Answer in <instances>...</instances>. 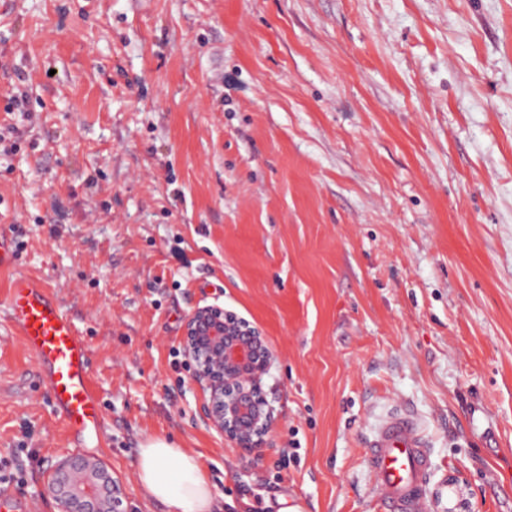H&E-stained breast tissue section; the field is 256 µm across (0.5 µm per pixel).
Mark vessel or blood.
<instances>
[{"mask_svg":"<svg viewBox=\"0 0 512 512\" xmlns=\"http://www.w3.org/2000/svg\"><path fill=\"white\" fill-rule=\"evenodd\" d=\"M16 260L11 230L1 226L0 270H13ZM7 310L67 431L97 432L100 407L88 346L54 293L40 280L15 273ZM366 458L384 512H427L431 451L408 410L396 409L380 424L367 442Z\"/></svg>","mask_w":512,"mask_h":512,"instance_id":"vessel-or-blood-1","label":"vessel or blood"}]
</instances>
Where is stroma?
Returning <instances> with one entry per match:
<instances>
[{
    "label": "stroma",
    "mask_w": 512,
    "mask_h": 512,
    "mask_svg": "<svg viewBox=\"0 0 512 512\" xmlns=\"http://www.w3.org/2000/svg\"><path fill=\"white\" fill-rule=\"evenodd\" d=\"M0 151L17 270L86 339L99 433L71 441L0 306V490L165 438L219 497L380 512L366 441L405 405L429 512H512V0H0ZM220 305L275 353L261 459L205 422L181 351ZM301 463L284 466L293 443Z\"/></svg>",
    "instance_id": "35a3bbf8"
}]
</instances>
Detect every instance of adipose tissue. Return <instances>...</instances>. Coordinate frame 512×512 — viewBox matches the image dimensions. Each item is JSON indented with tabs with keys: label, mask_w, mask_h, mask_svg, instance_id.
Here are the masks:
<instances>
[{
	"label": "adipose tissue",
	"mask_w": 512,
	"mask_h": 512,
	"mask_svg": "<svg viewBox=\"0 0 512 512\" xmlns=\"http://www.w3.org/2000/svg\"><path fill=\"white\" fill-rule=\"evenodd\" d=\"M141 497L167 505L169 512H217L214 488L198 455L165 439L146 441L137 460Z\"/></svg>",
	"instance_id": "ef3b65f1"
}]
</instances>
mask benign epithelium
<instances>
[{
	"mask_svg": "<svg viewBox=\"0 0 512 512\" xmlns=\"http://www.w3.org/2000/svg\"><path fill=\"white\" fill-rule=\"evenodd\" d=\"M202 391L208 425L247 454L269 447L276 409L263 391L274 353L260 328L218 305L195 309L181 340ZM41 493L58 512H130L118 480L103 461L69 454L42 474Z\"/></svg>",
	"mask_w": 512,
	"mask_h": 512,
	"instance_id": "7a95c632",
	"label": "benign epithelium"
}]
</instances>
